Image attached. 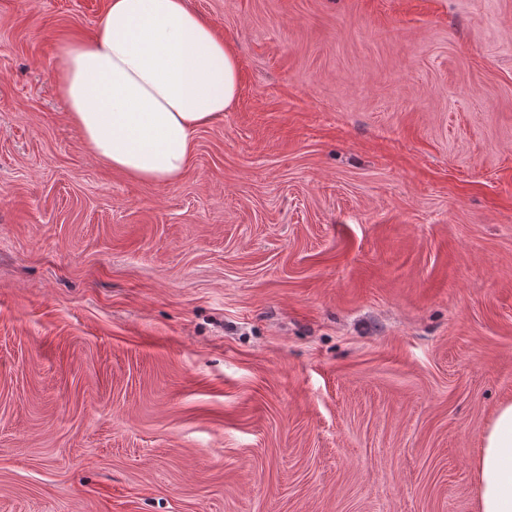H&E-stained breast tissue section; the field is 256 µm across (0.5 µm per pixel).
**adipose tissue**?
Masks as SVG:
<instances>
[{
    "instance_id": "ef3b65f1",
    "label": "adipose tissue",
    "mask_w": 512,
    "mask_h": 512,
    "mask_svg": "<svg viewBox=\"0 0 512 512\" xmlns=\"http://www.w3.org/2000/svg\"><path fill=\"white\" fill-rule=\"evenodd\" d=\"M59 56L54 80L84 145L144 181L181 179L196 132L239 93L236 54L188 0H107L95 36ZM474 471L477 512H512V401L488 423Z\"/></svg>"
}]
</instances>
